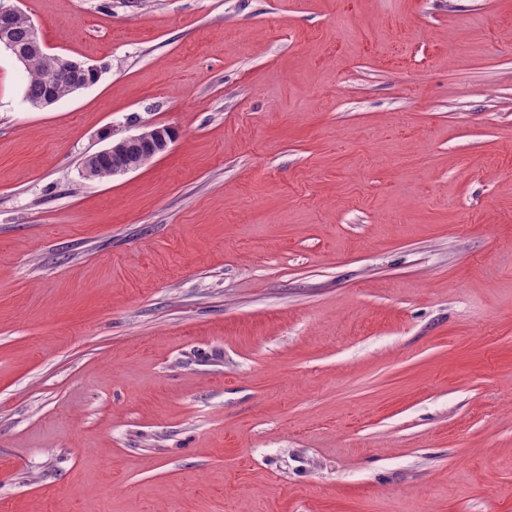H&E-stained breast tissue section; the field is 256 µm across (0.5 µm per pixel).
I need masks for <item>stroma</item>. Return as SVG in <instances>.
<instances>
[{
	"mask_svg": "<svg viewBox=\"0 0 512 512\" xmlns=\"http://www.w3.org/2000/svg\"><path fill=\"white\" fill-rule=\"evenodd\" d=\"M10 2L0 512H512V0ZM26 19H17L12 25L11 36L19 48L29 52L27 67L24 70V83H25V97L29 101H40L46 97V100L37 104V108H48L55 104L54 97L57 101L72 94V85L77 80L89 79V74L71 73L69 76H64L61 73L60 65L62 68L69 72L72 69L93 73L99 78L102 73L101 67L89 64H76L75 62L61 58L59 60L55 54H49L43 51L35 50V39L37 35H33L32 28L34 23ZM92 86L90 81L76 82L73 85L74 92ZM51 96V97H49ZM167 133H170L167 127H143L141 131L135 135L113 139L112 143L104 150L95 155H108L113 157L116 165L113 171L108 162H98L94 167V178H105L124 175L140 168L139 162L131 163L124 158L125 145L129 142L141 141L149 147V159L163 154L167 151L172 142Z\"/></svg>",
	"mask_w": 512,
	"mask_h": 512,
	"instance_id": "stroma-1",
	"label": "stroma"
}]
</instances>
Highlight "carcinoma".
Here are the masks:
<instances>
[{
    "mask_svg": "<svg viewBox=\"0 0 512 512\" xmlns=\"http://www.w3.org/2000/svg\"><path fill=\"white\" fill-rule=\"evenodd\" d=\"M11 36L18 47L29 52L24 72L25 97L29 101H40L46 97L61 100L72 94V85L77 80L89 79V74L61 73L59 60L54 54L35 50V39L27 19H17L12 25Z\"/></svg>",
    "mask_w": 512,
    "mask_h": 512,
    "instance_id": "obj_1",
    "label": "carcinoma"
}]
</instances>
